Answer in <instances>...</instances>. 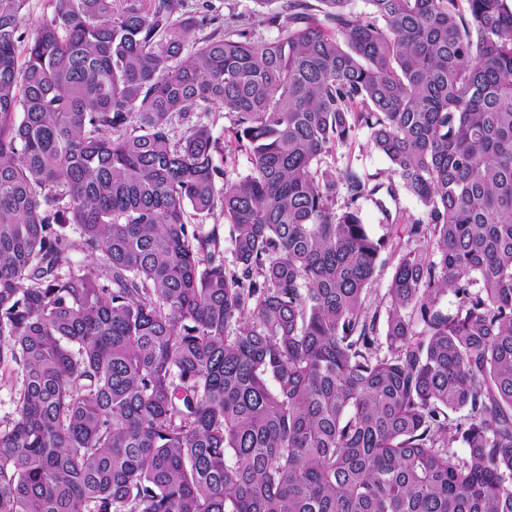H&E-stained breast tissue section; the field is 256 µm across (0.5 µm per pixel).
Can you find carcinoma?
Returning <instances> with one entry per match:
<instances>
[{
  "label": "carcinoma",
  "mask_w": 512,
  "mask_h": 512,
  "mask_svg": "<svg viewBox=\"0 0 512 512\" xmlns=\"http://www.w3.org/2000/svg\"><path fill=\"white\" fill-rule=\"evenodd\" d=\"M26 2L0 0V512H512L508 0H254L189 51L184 0H52L29 41ZM215 108L250 163L221 186ZM361 128L426 213L384 357L388 242L327 162ZM218 208L229 264L191 222ZM18 389V386L14 388L3 381L0 383V426L15 417Z\"/></svg>",
  "instance_id": "obj_1"
}]
</instances>
